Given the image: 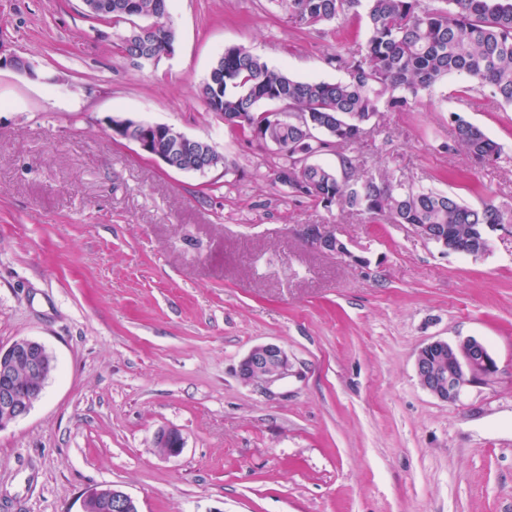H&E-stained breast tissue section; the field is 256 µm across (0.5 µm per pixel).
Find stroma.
<instances>
[{
	"instance_id": "1",
	"label": "stroma",
	"mask_w": 512,
	"mask_h": 512,
	"mask_svg": "<svg viewBox=\"0 0 512 512\" xmlns=\"http://www.w3.org/2000/svg\"><path fill=\"white\" fill-rule=\"evenodd\" d=\"M175 55L139 68L122 26L80 0H0V347L42 342V398L0 430V512H79L112 484L140 512H512V227L483 257L410 227L296 196L276 155L208 111L214 56L243 46L301 80L334 81L364 30L298 31L276 0H171ZM452 76L410 112H386L364 171L478 207L512 201V106ZM498 142L450 148V109ZM166 124L225 166L178 172L113 138L108 120ZM323 224L363 267L309 247ZM473 336L497 364L456 404L415 373L434 340ZM294 372L271 386L236 370L256 345ZM180 430L167 457L155 432Z\"/></svg>"
}]
</instances>
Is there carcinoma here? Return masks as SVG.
I'll return each instance as SVG.
<instances>
[{
	"mask_svg": "<svg viewBox=\"0 0 512 512\" xmlns=\"http://www.w3.org/2000/svg\"><path fill=\"white\" fill-rule=\"evenodd\" d=\"M161 0H139V14L112 9L115 23L136 24L140 18L157 25L145 44L118 39L115 49L130 57L147 48L162 53L169 30L158 19ZM289 21L298 28L336 23L349 13L366 21L364 44L358 53L336 51L333 60L344 77L336 82L303 81L274 69L242 46L224 49L213 61L200 95L211 112L229 120L247 116L253 128L280 140L279 182L314 202L331 197L334 204L387 216L392 223L436 224L461 250L489 248L492 226L512 224V203L486 202L472 207L452 194L417 190L384 175L358 171L359 160L343 149L362 141L367 122L389 111H409L450 75L474 82L497 105L512 106V0H445L430 8L422 0H285ZM269 102L288 113L285 124L271 127L259 104ZM312 115L331 135L319 143L307 137L297 119ZM452 142L479 163L501 158L500 145L457 111L450 112ZM333 154L346 179L332 178L334 169L320 165L295 171L300 154Z\"/></svg>",
	"mask_w": 512,
	"mask_h": 512,
	"instance_id": "carcinoma-1",
	"label": "carcinoma"
}]
</instances>
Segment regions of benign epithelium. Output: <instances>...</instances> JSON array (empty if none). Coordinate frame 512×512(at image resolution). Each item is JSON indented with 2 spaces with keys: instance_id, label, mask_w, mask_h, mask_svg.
Segmentation results:
<instances>
[{
  "instance_id": "7a95c632",
  "label": "benign epithelium",
  "mask_w": 512,
  "mask_h": 512,
  "mask_svg": "<svg viewBox=\"0 0 512 512\" xmlns=\"http://www.w3.org/2000/svg\"><path fill=\"white\" fill-rule=\"evenodd\" d=\"M89 15H112V0H82ZM112 136L134 143L143 153L154 157L167 167L180 171L179 153H192L195 167L204 174L215 168V157L219 153L208 142L197 140L175 131L172 127L138 121L130 117L114 116L108 120ZM165 130L176 149L163 151L158 146L155 134ZM413 231L422 238L434 242L448 253L460 249L442 239L437 240V229L432 224H414ZM303 238L315 249L348 259L352 263H363L365 259L354 255L347 244L337 238L323 224H306ZM446 347L453 352L448 361V372H442L431 358L424 355L427 350ZM55 366V357L40 341L21 338L9 347H0V430L25 417L44 393L45 383L22 385L20 373L49 376ZM415 370L420 385L441 402L454 404L463 391L492 379L497 371L495 359L485 343L468 336L451 344L434 340L419 350ZM293 372L288 353L276 343H264L253 347L240 361L238 375L244 384L271 386L282 381ZM154 445L164 449V455L175 457L184 448L181 433L174 427L159 429L154 435ZM81 512H139L136 500L113 485H103L87 490L82 497Z\"/></svg>"
}]
</instances>
